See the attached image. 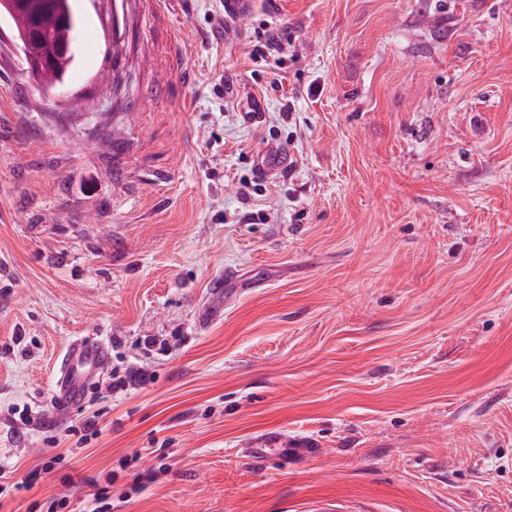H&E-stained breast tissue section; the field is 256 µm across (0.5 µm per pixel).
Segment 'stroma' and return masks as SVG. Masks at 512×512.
<instances>
[{"instance_id": "35a3bbf8", "label": "stroma", "mask_w": 512, "mask_h": 512, "mask_svg": "<svg viewBox=\"0 0 512 512\" xmlns=\"http://www.w3.org/2000/svg\"><path fill=\"white\" fill-rule=\"evenodd\" d=\"M72 8L52 91L0 17V512H512V0ZM80 336L153 383L18 430ZM245 448L248 455L260 460L270 457L280 460H300L314 455L318 450L312 438L290 436L283 431L261 432L252 437Z\"/></svg>"}]
</instances>
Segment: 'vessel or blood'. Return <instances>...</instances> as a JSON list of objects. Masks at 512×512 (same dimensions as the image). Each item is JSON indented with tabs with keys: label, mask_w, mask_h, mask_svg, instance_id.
I'll use <instances>...</instances> for the list:
<instances>
[{
	"label": "vessel or blood",
	"mask_w": 512,
	"mask_h": 512,
	"mask_svg": "<svg viewBox=\"0 0 512 512\" xmlns=\"http://www.w3.org/2000/svg\"><path fill=\"white\" fill-rule=\"evenodd\" d=\"M109 345L102 339H84L74 342L62 356L56 381L55 407L58 414H66L83 401L95 376L109 364ZM247 453L264 460H300L314 455L317 445L312 438L291 436L283 431L262 432L252 437Z\"/></svg>",
	"instance_id": "obj_1"
}]
</instances>
